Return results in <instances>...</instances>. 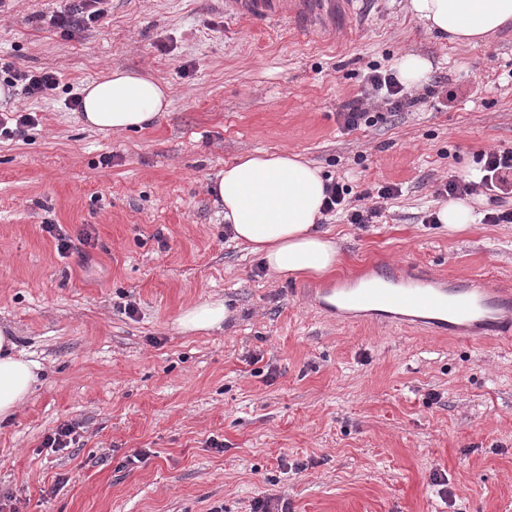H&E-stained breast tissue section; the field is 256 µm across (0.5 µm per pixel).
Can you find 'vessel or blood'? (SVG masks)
Returning a JSON list of instances; mask_svg holds the SVG:
<instances>
[{"instance_id":"1","label":"vessel or blood","mask_w":512,"mask_h":512,"mask_svg":"<svg viewBox=\"0 0 512 512\" xmlns=\"http://www.w3.org/2000/svg\"><path fill=\"white\" fill-rule=\"evenodd\" d=\"M356 0H224L227 10L259 22L288 21L312 35L337 4ZM326 312L370 314L378 323L423 331L442 339L512 338V289L468 278L451 281L430 269L408 265L399 275L369 283L347 282L319 299Z\"/></svg>"}]
</instances>
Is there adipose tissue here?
<instances>
[{
    "label": "adipose tissue",
    "mask_w": 512,
    "mask_h": 512,
    "mask_svg": "<svg viewBox=\"0 0 512 512\" xmlns=\"http://www.w3.org/2000/svg\"><path fill=\"white\" fill-rule=\"evenodd\" d=\"M409 10L432 31L467 47L512 25V0H409ZM80 118L103 134L150 125L171 105L169 87L132 70H112L80 90ZM325 180L294 154L260 152L220 171L212 187L234 238L285 279L323 275L340 261L339 248L320 226ZM231 312L206 300L181 312L180 331L221 328ZM40 364L26 358L0 329V423L12 418L39 380Z\"/></svg>",
    "instance_id": "obj_1"
}]
</instances>
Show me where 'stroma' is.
I'll return each mask as SVG.
<instances>
[{
    "mask_svg": "<svg viewBox=\"0 0 512 512\" xmlns=\"http://www.w3.org/2000/svg\"><path fill=\"white\" fill-rule=\"evenodd\" d=\"M66 0H11L0 59L56 71L44 97L12 88L0 110L37 126L0 138V328L42 366L0 425V512H512V340H441L340 324L299 294L418 262L451 278L512 285V223H427L449 176L512 148V27L460 47L428 31L408 0L336 8L315 39L224 11V0H111L70 37ZM431 61L409 106L371 98V67ZM167 83L150 126L104 137L69 107L116 69ZM454 91L434 102L435 86ZM384 113L346 129L352 99ZM288 152L378 202L382 218L325 217L342 261L284 280L233 241L211 191L237 157ZM91 235L61 254L45 227ZM225 300L222 328L180 332L182 310ZM69 447L45 437L67 422ZM144 452L142 461L128 456Z\"/></svg>",
    "mask_w": 512,
    "mask_h": 512,
    "instance_id": "1",
    "label": "stroma"
}]
</instances>
